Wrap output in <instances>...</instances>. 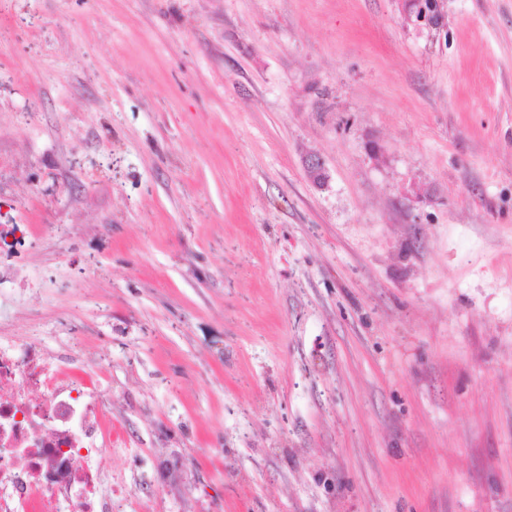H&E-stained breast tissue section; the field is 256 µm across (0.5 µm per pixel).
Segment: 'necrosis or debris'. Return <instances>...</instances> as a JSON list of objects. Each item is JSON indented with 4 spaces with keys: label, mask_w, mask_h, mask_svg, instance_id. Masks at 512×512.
<instances>
[{
    "label": "necrosis or debris",
    "mask_w": 512,
    "mask_h": 512,
    "mask_svg": "<svg viewBox=\"0 0 512 512\" xmlns=\"http://www.w3.org/2000/svg\"><path fill=\"white\" fill-rule=\"evenodd\" d=\"M82 337L56 355L41 336L0 340V512H116L112 397L80 374Z\"/></svg>",
    "instance_id": "necrosis-or-debris-1"
}]
</instances>
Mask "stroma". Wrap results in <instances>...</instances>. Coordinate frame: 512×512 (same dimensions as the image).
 I'll use <instances>...</instances> for the list:
<instances>
[{
	"label": "stroma",
	"instance_id": "1",
	"mask_svg": "<svg viewBox=\"0 0 512 512\" xmlns=\"http://www.w3.org/2000/svg\"><path fill=\"white\" fill-rule=\"evenodd\" d=\"M409 2L0 0V322L123 512H512V0Z\"/></svg>",
	"mask_w": 512,
	"mask_h": 512
}]
</instances>
